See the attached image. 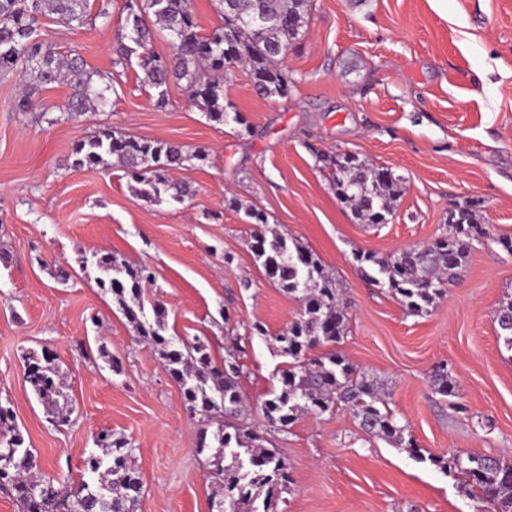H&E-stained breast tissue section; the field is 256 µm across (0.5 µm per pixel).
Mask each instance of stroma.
Masks as SVG:
<instances>
[{"label": "stroma", "mask_w": 512, "mask_h": 512, "mask_svg": "<svg viewBox=\"0 0 512 512\" xmlns=\"http://www.w3.org/2000/svg\"><path fill=\"white\" fill-rule=\"evenodd\" d=\"M123 5L89 0L110 17L74 32L42 18L46 43L77 50L114 86L105 110L61 117V83L39 93L51 114L18 112L21 86L0 79V405L40 472L78 483L109 431L133 449L138 512H212L197 451L204 419L98 287L93 255L106 250L152 273L141 299L164 312L168 335L207 337L218 365L238 356L248 418L267 430L260 404L284 362L273 337L301 304L255 256L254 209L333 274L349 319L336 349L383 383L416 444L368 436L343 408L300 415L269 435L291 474L270 512H480L439 463L457 452L512 462V354L496 323L512 301V255L501 245L512 239V0H313L302 47L286 61L287 97L260 98L242 68L226 80L241 126L208 121L184 84L171 83L160 106L137 67L116 72ZM105 129L201 153L171 173L193 196L139 199L121 166H76V144ZM321 152H352L402 179L387 223L354 219ZM467 201L486 234L471 240L466 266L429 313L409 314L376 267L355 261L430 243ZM255 321L266 335H249ZM31 350L58 372L66 422L26 378ZM442 364L465 412L432 390Z\"/></svg>", "instance_id": "1"}]
</instances>
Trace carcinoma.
I'll list each match as a JSON object with an SVG mask.
<instances>
[{"instance_id":"1","label":"carcinoma","mask_w":512,"mask_h":512,"mask_svg":"<svg viewBox=\"0 0 512 512\" xmlns=\"http://www.w3.org/2000/svg\"><path fill=\"white\" fill-rule=\"evenodd\" d=\"M86 5L87 0H0V76L11 74L24 86L16 111H34L39 106L35 95L53 83L71 90L64 108L69 117L107 105L108 87L98 84L99 75L79 54L57 53L39 40L40 16L51 14L61 26L78 30L88 21ZM219 5L223 26L202 36L190 0H124L126 16L115 40L114 64L137 65L159 104L166 101L170 81H183L209 121L243 125L241 114L224 102V77L230 75L226 62L247 68L259 96L288 97L283 62L306 35L312 0H219ZM159 29L167 32L174 46L169 57L150 50ZM75 154L77 166L90 168L114 157L141 185L139 197L165 195L176 202L184 201L190 189L172 180L170 171L204 159L170 142L116 136L109 130L78 143ZM318 158L332 170L337 200L362 223L376 224L378 217L392 213L402 184L391 171L350 152ZM452 228V237H440L421 248L403 249L387 258L362 254L356 259L377 266L384 284L411 314L426 313L447 293L455 270L466 261L470 240L480 233L466 208L458 211ZM252 249L263 259L266 275L302 302L298 317L274 337L287 368L281 372L280 388L261 403L269 427L283 431L301 413H325L342 404L365 433L403 445L405 428L387 407L383 384L368 380L334 350L310 355L318 347L339 342L347 330L336 279L310 251L297 244L289 248L281 235L269 238L258 232ZM98 266L104 273L99 287L136 325L141 340L156 347L190 409L215 424L212 444L201 439L199 451L210 450L207 461L220 495L218 506L222 512H258L255 502L261 491L271 495L288 481V473L276 450L265 446L266 438L239 422L247 409L239 387V359L230 357L221 368L199 337L165 335L159 312L154 322L147 321L141 293L151 276L144 268L120 266L107 252L100 255ZM496 322L498 337L512 349V302L497 311ZM27 379L39 400L51 409L57 406L61 392L55 371L33 352L27 357ZM432 383L436 393L454 394L446 366L437 367ZM99 440L100 453L85 460L87 479L77 487L56 484L39 475L36 457L15 427L12 410L0 406V492L13 499L18 512H137L142 481L130 464L132 449L108 433ZM449 469L464 478L472 496L493 505L494 512H512L511 465L492 455L458 453Z\"/></svg>"}]
</instances>
